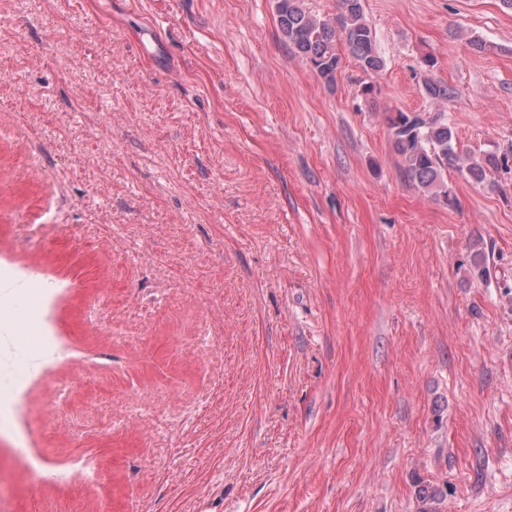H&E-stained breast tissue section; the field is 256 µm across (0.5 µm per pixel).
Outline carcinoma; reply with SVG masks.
Instances as JSON below:
<instances>
[{
  "mask_svg": "<svg viewBox=\"0 0 512 512\" xmlns=\"http://www.w3.org/2000/svg\"><path fill=\"white\" fill-rule=\"evenodd\" d=\"M340 5V13L330 18L312 13L305 0H275L276 21L283 42L329 86L336 82L345 51L366 74L376 73L383 66L362 0H340ZM423 88L433 101L448 99V86L441 82L426 79ZM388 122L393 149L404 163L408 179L450 207L456 197L444 181L445 169L462 168L476 183L484 181L489 168L512 171V147L479 160H464L457 154L451 126L438 113L431 116L399 110L388 117ZM470 266L479 279L489 278L484 252L473 253Z\"/></svg>",
  "mask_w": 512,
  "mask_h": 512,
  "instance_id": "1",
  "label": "carcinoma"
}]
</instances>
